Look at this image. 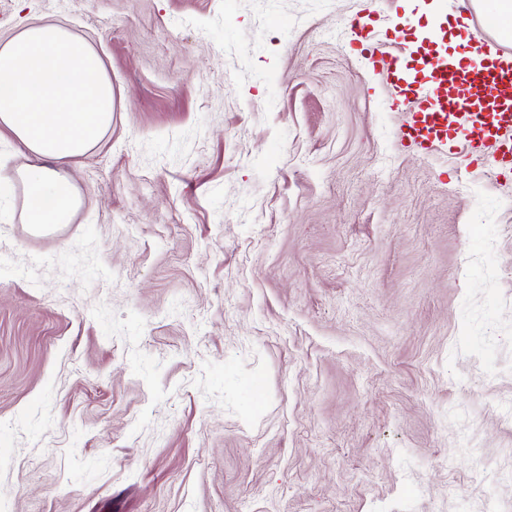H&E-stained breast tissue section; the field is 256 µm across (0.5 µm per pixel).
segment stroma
<instances>
[{
  "instance_id": "35a3bbf8",
  "label": "stroma",
  "mask_w": 512,
  "mask_h": 512,
  "mask_svg": "<svg viewBox=\"0 0 512 512\" xmlns=\"http://www.w3.org/2000/svg\"><path fill=\"white\" fill-rule=\"evenodd\" d=\"M0 0L103 59L44 235L0 185V512H512V170L403 146L360 54L489 0Z\"/></svg>"
}]
</instances>
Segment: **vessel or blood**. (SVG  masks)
<instances>
[{
  "mask_svg": "<svg viewBox=\"0 0 512 512\" xmlns=\"http://www.w3.org/2000/svg\"><path fill=\"white\" fill-rule=\"evenodd\" d=\"M486 26L499 33L495 59L478 67L448 60L446 33L435 27L429 41L407 43L396 53L369 42L363 53L373 70L386 74L393 94L389 107L412 109L401 140L440 149L463 137L469 165L512 167V36L494 18Z\"/></svg>",
  "mask_w": 512,
  "mask_h": 512,
  "instance_id": "obj_1",
  "label": "vessel or blood"
}]
</instances>
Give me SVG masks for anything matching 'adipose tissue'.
<instances>
[{"instance_id": "ef3b65f1", "label": "adipose tissue", "mask_w": 512, "mask_h": 512, "mask_svg": "<svg viewBox=\"0 0 512 512\" xmlns=\"http://www.w3.org/2000/svg\"><path fill=\"white\" fill-rule=\"evenodd\" d=\"M112 124V82L84 41L53 21L0 44V138L26 150L24 221L37 233L72 223L81 200L58 166L94 149Z\"/></svg>"}]
</instances>
